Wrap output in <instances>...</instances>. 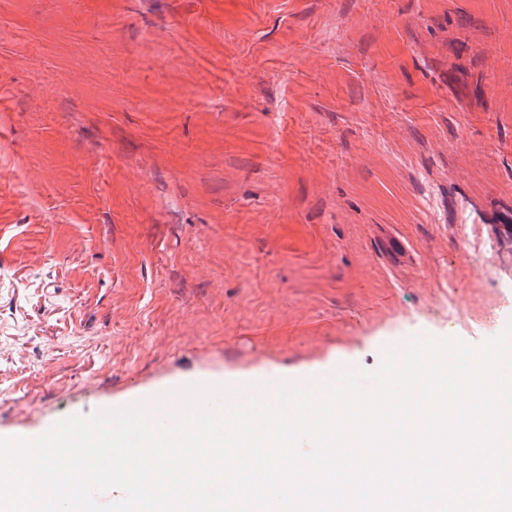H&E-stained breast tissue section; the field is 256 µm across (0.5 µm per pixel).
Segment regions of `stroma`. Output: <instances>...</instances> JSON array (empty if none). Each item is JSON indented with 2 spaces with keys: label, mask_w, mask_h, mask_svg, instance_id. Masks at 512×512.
<instances>
[{
  "label": "stroma",
  "mask_w": 512,
  "mask_h": 512,
  "mask_svg": "<svg viewBox=\"0 0 512 512\" xmlns=\"http://www.w3.org/2000/svg\"><path fill=\"white\" fill-rule=\"evenodd\" d=\"M511 320L512 0H0L1 439Z\"/></svg>",
  "instance_id": "obj_1"
}]
</instances>
